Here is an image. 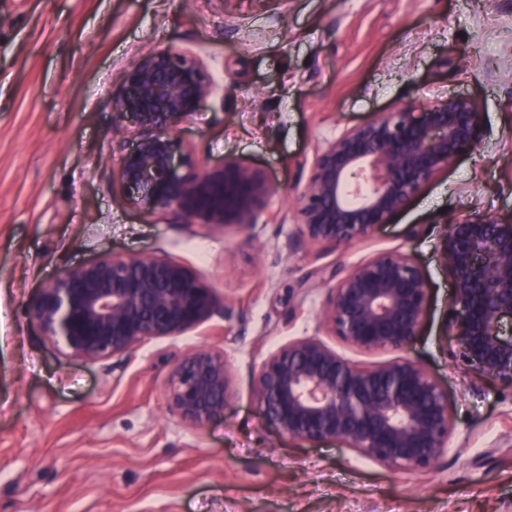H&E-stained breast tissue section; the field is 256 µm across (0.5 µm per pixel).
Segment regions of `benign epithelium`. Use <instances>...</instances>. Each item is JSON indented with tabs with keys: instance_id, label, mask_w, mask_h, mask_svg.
I'll list each match as a JSON object with an SVG mask.
<instances>
[{
	"instance_id": "1",
	"label": "benign epithelium",
	"mask_w": 512,
	"mask_h": 512,
	"mask_svg": "<svg viewBox=\"0 0 512 512\" xmlns=\"http://www.w3.org/2000/svg\"><path fill=\"white\" fill-rule=\"evenodd\" d=\"M215 91L202 65L172 47L141 53L115 93V127L135 141L119 182L139 208L180 224L246 228L275 192L234 158L196 166L180 125ZM481 142V112L467 96L385 112L351 128L316 157L301 197V237L331 249L372 235L466 149ZM442 259L453 282L448 331L463 369L512 387V221L451 224ZM326 327L350 348L395 352L361 365L319 337L288 341L252 368L250 392L267 422L292 440L339 441L384 466L424 472L448 441V394L402 354L418 334L426 280L405 254L385 252L331 273ZM204 278L166 256L104 254L63 269L28 304L52 344L90 362L130 357L143 343L193 329L223 313ZM235 378L224 353L180 355L166 386L170 406L201 427L224 413Z\"/></svg>"
}]
</instances>
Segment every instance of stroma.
<instances>
[{"label": "stroma", "mask_w": 512, "mask_h": 512, "mask_svg": "<svg viewBox=\"0 0 512 512\" xmlns=\"http://www.w3.org/2000/svg\"><path fill=\"white\" fill-rule=\"evenodd\" d=\"M173 47L217 84L180 128L195 161L244 159L275 192L249 230L181 224L123 197L113 93L141 52ZM466 95L481 144L462 152L364 240L301 241L317 154L410 103ZM512 220V0H0V512H512V387L465 372L447 333L448 225ZM400 251L428 301L408 356L448 394V442L429 471L345 444L288 439L263 417L250 372L316 336L331 281L315 270ZM158 255L224 300L182 336L128 360L50 344L27 304L62 269L107 253ZM222 352L237 394L203 427L165 397L175 356Z\"/></svg>", "instance_id": "stroma-1"}]
</instances>
